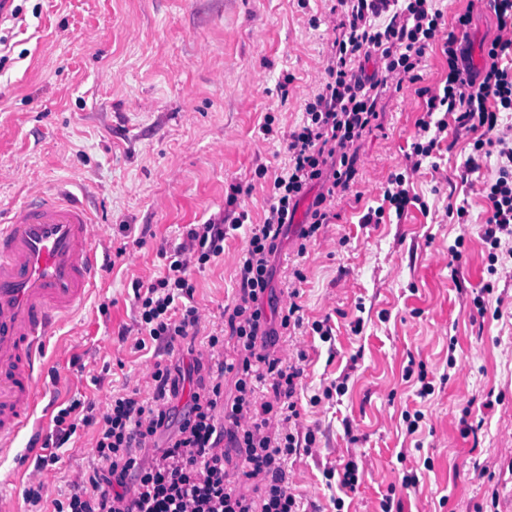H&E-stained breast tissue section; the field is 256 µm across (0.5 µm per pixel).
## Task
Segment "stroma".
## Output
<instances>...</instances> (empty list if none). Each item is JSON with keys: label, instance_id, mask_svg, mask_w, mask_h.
<instances>
[{"label": "stroma", "instance_id": "35a3bbf8", "mask_svg": "<svg viewBox=\"0 0 512 512\" xmlns=\"http://www.w3.org/2000/svg\"><path fill=\"white\" fill-rule=\"evenodd\" d=\"M14 4L18 18L0 22L8 46L0 64V211L66 189L92 214L98 263L90 297L60 322L39 363L40 426L0 453V502L29 512L30 482L62 500L93 473L91 426L78 427L56 464L40 465L53 418L72 401L102 415L115 394L135 389L151 398L156 364H180L186 379L169 400L170 422L140 453L148 462L174 435L199 383L222 376L225 400L235 397V377L218 374L207 340L222 332L224 356L234 357L227 314L239 295L245 229L229 232L223 256L190 271L200 315L194 340L137 351L135 292L164 270L189 225L222 215L230 185L246 188L235 211L263 221L288 164V135L318 91L335 16L334 0ZM434 6L450 24L471 12L467 45L484 66L481 46L498 34L486 0ZM416 87L380 100L378 119L357 144L355 178L307 254H297L305 199L273 261L274 309L288 304L293 269L306 277L298 300L304 327L270 346L304 370L294 429L315 441L285 466L304 512H336L339 490L323 471L350 459L363 463L364 475L345 512H379L388 496L398 512H512V256L490 263L482 239V188L496 178L497 159L475 172L468 165L485 128H449L408 173L426 209L361 221L381 205L388 178L405 171L422 116ZM462 204L464 225L449 214ZM317 320L331 327L330 341L313 335ZM422 374L434 387L424 398ZM341 377L346 393L325 397ZM418 411L424 418L407 433L403 417ZM407 472L417 487H402Z\"/></svg>", "mask_w": 512, "mask_h": 512}]
</instances>
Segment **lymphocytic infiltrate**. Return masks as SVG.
Masks as SVG:
<instances>
[{
    "instance_id": "1",
    "label": "lymphocytic infiltrate",
    "mask_w": 512,
    "mask_h": 512,
    "mask_svg": "<svg viewBox=\"0 0 512 512\" xmlns=\"http://www.w3.org/2000/svg\"><path fill=\"white\" fill-rule=\"evenodd\" d=\"M491 3L499 33L483 49L490 64L477 79L469 73L468 52L456 36L470 25L469 13L458 15L452 33L433 0H338L345 9L339 34L327 55L319 90L307 100L303 122L288 138V166L274 179V202L267 216L251 225L247 213L227 212L191 225L186 233L189 249H176L162 275L136 296L137 350L195 335L199 315L192 304L195 288L189 270L223 255L228 230L247 228L238 261L239 299L232 313L237 356L227 365L236 377V397L225 403L220 379L200 385L166 448L147 464L138 453L168 426L166 397L179 388L170 368L153 372L152 398H140L135 389L114 396L100 419L80 415L76 401L60 409L54 424L62 440H69L79 425H95L93 455L108 474L90 478L87 487L66 500L50 502L53 512H302L284 467L300 446L289 424L300 415L295 394L303 369L299 363L271 357L263 343L276 330L302 327L300 291L298 286L289 291L290 304L280 315V326L271 328L264 308L272 278L270 259L279 250L283 231L293 223L301 198L317 183L322 190L299 234L297 252L306 253L308 242L328 219V203L356 175L355 145L377 118L379 95L384 89L399 90L417 82L429 46L440 47L448 74L423 104L424 115L416 122L419 133L406 156L410 171H417L432 155L449 125L492 130L500 113L512 112V67L499 64L502 57L512 56V0ZM371 57L380 63V73L368 75L357 68V61ZM493 153L499 163L496 179L484 188L489 209L483 239L492 248L489 260L494 263L503 237L512 236V145L502 137L476 139L469 164L471 170H479L480 160ZM268 378L284 395V427L275 436L270 433L271 418L251 412L258 386ZM228 424L233 427L229 433L224 430ZM228 436L245 452L242 476L262 484L258 499L241 494L224 469L220 445Z\"/></svg>"
}]
</instances>
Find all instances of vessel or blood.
Wrapping results in <instances>:
<instances>
[{
	"instance_id": "vessel-or-blood-1",
	"label": "vessel or blood",
	"mask_w": 512,
	"mask_h": 512,
	"mask_svg": "<svg viewBox=\"0 0 512 512\" xmlns=\"http://www.w3.org/2000/svg\"><path fill=\"white\" fill-rule=\"evenodd\" d=\"M97 275L92 220L59 191L0 224V448H11L40 397L34 373L56 321L86 299Z\"/></svg>"
}]
</instances>
